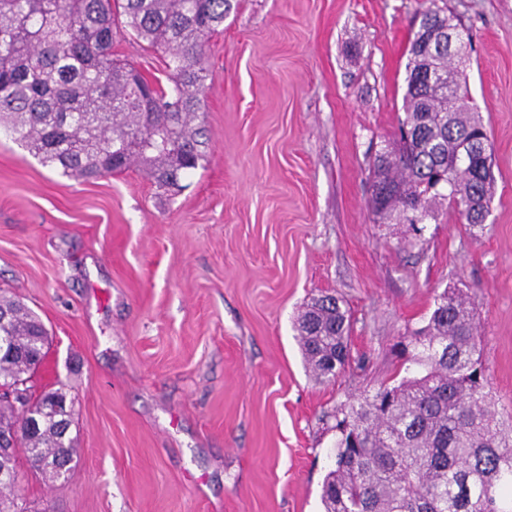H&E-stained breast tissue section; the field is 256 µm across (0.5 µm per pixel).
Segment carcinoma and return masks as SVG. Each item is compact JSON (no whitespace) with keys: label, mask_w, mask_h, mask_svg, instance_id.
Listing matches in <instances>:
<instances>
[{"label":"carcinoma","mask_w":512,"mask_h":512,"mask_svg":"<svg viewBox=\"0 0 512 512\" xmlns=\"http://www.w3.org/2000/svg\"><path fill=\"white\" fill-rule=\"evenodd\" d=\"M233 0H0V129L68 177L97 179L137 166L176 193L208 161L201 120L206 38L224 29ZM408 48L404 117L373 163L370 206L380 224L413 228L448 201L470 233L485 229L494 193L484 116L470 102L448 44L452 19L420 11ZM164 53L165 80L149 81L112 56L116 23ZM468 161L453 166L456 156ZM0 431L14 433L0 471L64 478L74 439L62 389L35 395L33 348L47 343L41 320L0 292ZM295 329L312 375L331 382L349 359L350 319L332 294L306 303ZM402 378L336 407L334 468L324 512H512V414L501 416L482 363L479 323L467 293L446 288L424 325L405 337ZM27 393L29 425L8 389ZM45 398L57 407L41 410Z\"/></svg>","instance_id":"1"}]
</instances>
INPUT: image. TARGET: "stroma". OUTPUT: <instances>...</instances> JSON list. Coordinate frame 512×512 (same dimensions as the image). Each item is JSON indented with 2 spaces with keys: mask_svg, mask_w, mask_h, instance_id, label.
I'll return each instance as SVG.
<instances>
[{
  "mask_svg": "<svg viewBox=\"0 0 512 512\" xmlns=\"http://www.w3.org/2000/svg\"><path fill=\"white\" fill-rule=\"evenodd\" d=\"M421 0H238L205 45L209 162L163 194L137 169L74 179L0 132V290L49 332L37 390L73 401L67 478L25 470L26 512H322L337 406L399 368L437 294L467 289L512 411V0H435L471 42L490 137L483 233L448 207L421 241L378 224L371 165L402 116ZM116 56L161 76L118 33ZM341 298L351 365L306 369L294 321Z\"/></svg>",
  "mask_w": 512,
  "mask_h": 512,
  "instance_id": "stroma-1",
  "label": "stroma"
}]
</instances>
